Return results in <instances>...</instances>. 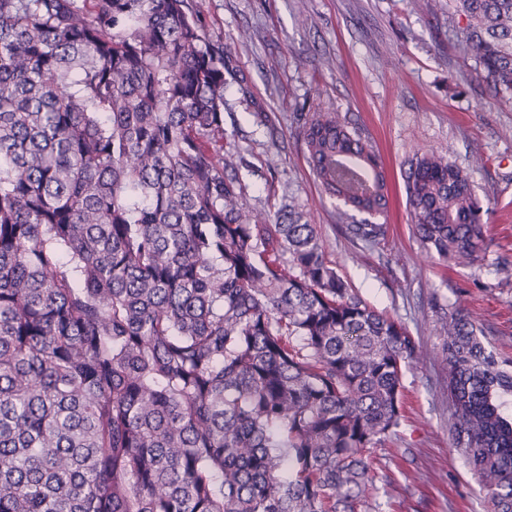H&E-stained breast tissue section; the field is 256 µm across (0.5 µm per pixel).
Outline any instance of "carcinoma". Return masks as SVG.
<instances>
[{"mask_svg": "<svg viewBox=\"0 0 512 512\" xmlns=\"http://www.w3.org/2000/svg\"><path fill=\"white\" fill-rule=\"evenodd\" d=\"M449 37L512 102V0H448ZM187 0H0V512H375L418 343L328 260L290 204L255 224L224 149V67ZM354 240L389 202L381 157L305 122ZM420 241L472 266L468 174L411 162ZM453 450L512 512V360L437 316Z\"/></svg>", "mask_w": 512, "mask_h": 512, "instance_id": "1", "label": "carcinoma"}]
</instances>
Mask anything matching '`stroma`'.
I'll list each match as a JSON object with an SVG mask.
<instances>
[{
	"label": "stroma",
	"instance_id": "stroma-1",
	"mask_svg": "<svg viewBox=\"0 0 512 512\" xmlns=\"http://www.w3.org/2000/svg\"><path fill=\"white\" fill-rule=\"evenodd\" d=\"M210 35L236 43L224 73V146L234 152L255 219L295 204L318 225L338 272L377 310L405 324L420 348L403 378L397 437L376 454L391 485L377 512H487L454 452L451 399L436 307L464 308L512 358V104L494 100L448 39V0H188ZM324 109L360 128L390 182L386 233L351 242L339 204L316 183L303 126ZM435 150L465 170L490 247L483 264H444L413 231L405 207L411 159Z\"/></svg>",
	"mask_w": 512,
	"mask_h": 512
}]
</instances>
